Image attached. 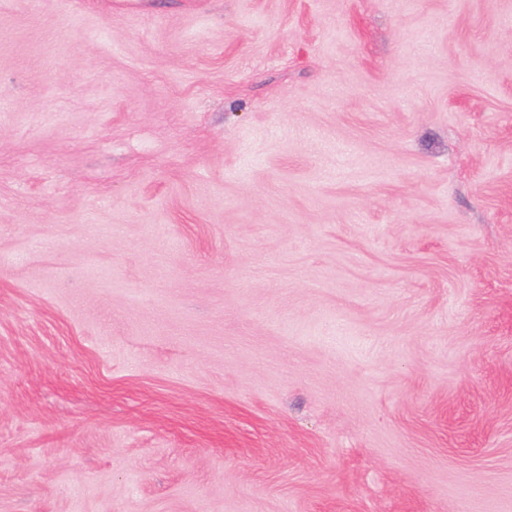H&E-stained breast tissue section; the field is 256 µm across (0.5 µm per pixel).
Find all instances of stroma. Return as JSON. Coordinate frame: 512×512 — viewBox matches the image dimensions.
<instances>
[{
    "label": "stroma",
    "mask_w": 512,
    "mask_h": 512,
    "mask_svg": "<svg viewBox=\"0 0 512 512\" xmlns=\"http://www.w3.org/2000/svg\"><path fill=\"white\" fill-rule=\"evenodd\" d=\"M0 512H512V0H0Z\"/></svg>",
    "instance_id": "stroma-1"
}]
</instances>
